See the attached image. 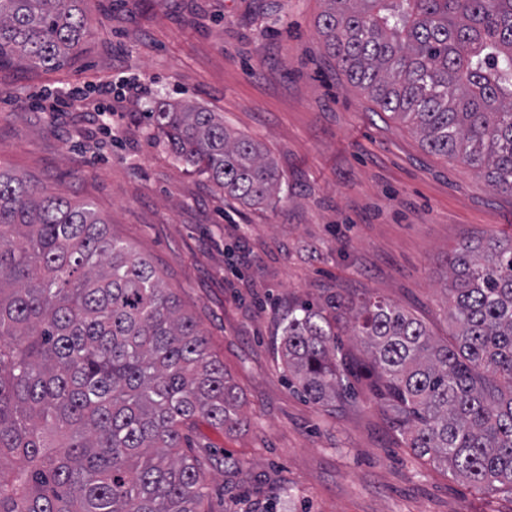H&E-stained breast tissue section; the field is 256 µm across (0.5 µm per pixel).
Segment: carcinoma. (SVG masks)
I'll return each mask as SVG.
<instances>
[{
    "label": "carcinoma",
    "instance_id": "carcinoma-1",
    "mask_svg": "<svg viewBox=\"0 0 512 512\" xmlns=\"http://www.w3.org/2000/svg\"><path fill=\"white\" fill-rule=\"evenodd\" d=\"M86 0H0V64L55 69L89 32ZM317 27L350 81L432 152L512 193V0H323ZM175 158L248 206L281 174L263 145L195 106L146 113ZM453 341L383 299L301 302L277 353L307 398L341 397L344 310L407 447L512 497V236L448 257ZM240 395L152 264L90 205L0 169V512H203L204 421Z\"/></svg>",
    "mask_w": 512,
    "mask_h": 512
}]
</instances>
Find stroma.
Masks as SVG:
<instances>
[{
	"instance_id": "obj_1",
	"label": "stroma",
	"mask_w": 512,
	"mask_h": 512,
	"mask_svg": "<svg viewBox=\"0 0 512 512\" xmlns=\"http://www.w3.org/2000/svg\"><path fill=\"white\" fill-rule=\"evenodd\" d=\"M76 56L0 65V168L89 203L147 258L205 333L242 399L234 432L198 423L207 512H512L406 448L369 372L321 405L276 353L293 302L381 298L451 340L447 259L512 233V194L435 154L328 54L323 0H88ZM126 77L141 95L103 99ZM85 87L63 112L38 95ZM220 113L282 176L269 206L224 197L145 119L159 102ZM111 131H103V124Z\"/></svg>"
}]
</instances>
